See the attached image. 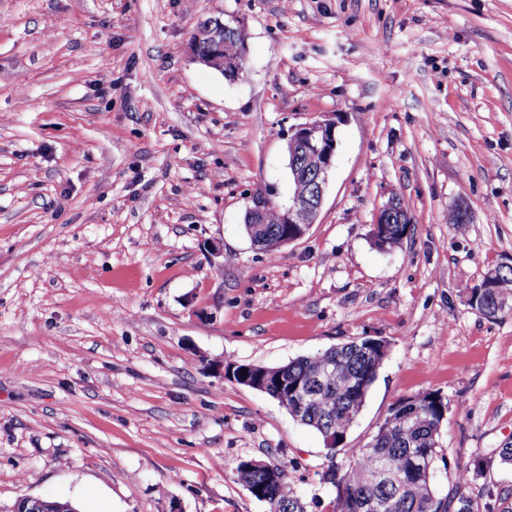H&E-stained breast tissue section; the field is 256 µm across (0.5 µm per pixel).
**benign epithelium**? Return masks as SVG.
I'll return each mask as SVG.
<instances>
[{
	"label": "benign epithelium",
	"mask_w": 512,
	"mask_h": 512,
	"mask_svg": "<svg viewBox=\"0 0 512 512\" xmlns=\"http://www.w3.org/2000/svg\"><path fill=\"white\" fill-rule=\"evenodd\" d=\"M209 54L201 56L193 52V59L204 65L217 67L224 71V77L233 79L241 71V61L237 57H224V22L219 17H213L203 30ZM303 154H313L319 158L315 178H310L308 172L300 168L296 159ZM288 168L291 179L295 181H311L310 193L291 198L290 203L283 207L282 223L287 225L283 234V242L288 244L304 237L312 224L316 223L321 211L329 174L334 166L336 155L335 124L329 120H316L295 128L288 138ZM405 212V208L396 197L383 205L377 215L373 234L380 235V225L393 223L395 213ZM246 223L252 245L260 247L264 241L266 223L264 211L260 207H250L246 213ZM269 373L275 374L274 383L282 382V372L267 367H259L258 379L239 377L240 382L263 393L269 392L272 386L266 382Z\"/></svg>",
	"instance_id": "7a95c632"
}]
</instances>
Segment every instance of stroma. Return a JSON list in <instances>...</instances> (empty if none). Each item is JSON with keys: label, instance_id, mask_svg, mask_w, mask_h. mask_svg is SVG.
Segmentation results:
<instances>
[{"label": "stroma", "instance_id": "1", "mask_svg": "<svg viewBox=\"0 0 512 512\" xmlns=\"http://www.w3.org/2000/svg\"><path fill=\"white\" fill-rule=\"evenodd\" d=\"M211 16L245 33L235 79L193 59ZM322 119L316 224L254 249L252 194L289 204L288 137ZM394 197L410 230L380 251ZM500 265L512 0H0V512H267L235 477L250 459L330 512L321 437L222 369L366 336L389 355L337 463L436 391L448 462L482 461L469 494L512 512V315L467 294Z\"/></svg>", "mask_w": 512, "mask_h": 512}]
</instances>
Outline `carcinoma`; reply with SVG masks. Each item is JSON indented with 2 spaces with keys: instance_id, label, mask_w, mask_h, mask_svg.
<instances>
[{
  "instance_id": "carcinoma-1",
  "label": "carcinoma",
  "mask_w": 512,
  "mask_h": 512,
  "mask_svg": "<svg viewBox=\"0 0 512 512\" xmlns=\"http://www.w3.org/2000/svg\"><path fill=\"white\" fill-rule=\"evenodd\" d=\"M252 203L263 205L267 232L264 252L280 249L282 211L261 189ZM387 249L398 246L410 228L409 216L401 224H386ZM468 302L494 318L512 315V267H501L497 287L470 290ZM371 338L364 337L303 356L286 364L288 383L309 386L312 398L300 424L322 438L329 436L341 445L358 417L375 382L381 360ZM448 413V402L436 391H427L401 401L385 418L370 441L354 448L340 480L359 505L357 512H478V505L466 495L470 468L455 466L452 486L444 494L434 485L436 463L448 467L441 453L439 436ZM275 484L266 483L265 474H250L249 492L265 499L268 512H306L305 504L288 481L285 469ZM56 499L24 500L22 512H56Z\"/></svg>"
}]
</instances>
